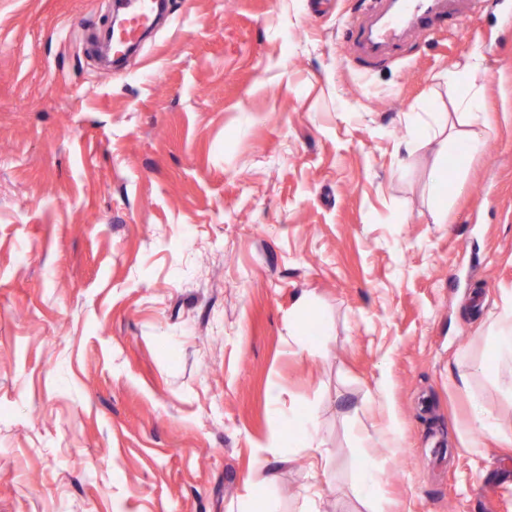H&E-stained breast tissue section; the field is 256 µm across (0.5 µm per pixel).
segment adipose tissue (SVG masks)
<instances>
[{
	"mask_svg": "<svg viewBox=\"0 0 512 512\" xmlns=\"http://www.w3.org/2000/svg\"><path fill=\"white\" fill-rule=\"evenodd\" d=\"M482 68L480 54H472L462 68L443 73L442 78L458 90L455 101L456 110L470 116L482 94V87L477 83V75ZM418 133L425 140L437 142L439 156L452 157L458 167H465L469 159L484 150L492 138V129L488 124L471 119L467 130L453 132L448 128V115L444 112L432 113L430 120L417 121ZM495 349L492 361H478L474 365L476 372L486 374L493 372L500 362H512V299L505 301L502 310L493 315L488 327ZM311 416L289 413L281 422L289 435V452L293 455H309L310 468L320 466L322 459L315 453V436L310 428Z\"/></svg>",
	"mask_w": 512,
	"mask_h": 512,
	"instance_id": "obj_1",
	"label": "adipose tissue"
}]
</instances>
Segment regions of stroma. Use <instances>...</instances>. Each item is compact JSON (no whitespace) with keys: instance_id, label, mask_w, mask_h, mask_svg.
I'll use <instances>...</instances> for the list:
<instances>
[{"instance_id":"1","label":"stroma","mask_w":512,"mask_h":512,"mask_svg":"<svg viewBox=\"0 0 512 512\" xmlns=\"http://www.w3.org/2000/svg\"><path fill=\"white\" fill-rule=\"evenodd\" d=\"M372 7L165 0L108 73L107 0H0V512H229L260 446L275 512H512V374L469 368L512 296V21L469 0L372 58ZM475 52L495 133L435 224L411 120L463 130ZM292 411L324 470L278 454ZM482 57L480 53L472 54L462 68L457 70H448L442 74L443 80L448 85H453L458 89V96L455 101V109L460 113L472 116L482 94V86L477 83V75L482 68Z\"/></svg>"}]
</instances>
